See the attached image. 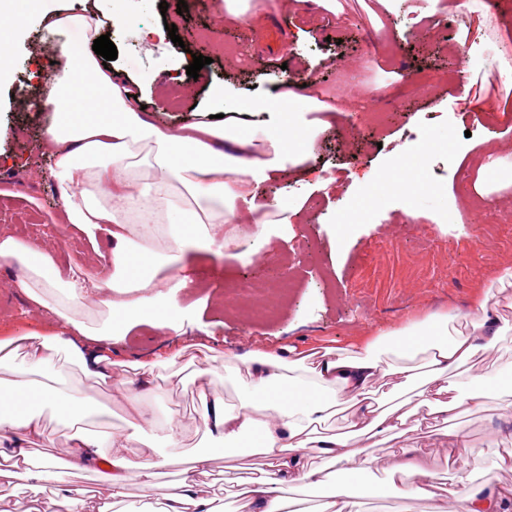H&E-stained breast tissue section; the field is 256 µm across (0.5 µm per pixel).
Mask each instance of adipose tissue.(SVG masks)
<instances>
[{"label":"adipose tissue","mask_w":512,"mask_h":512,"mask_svg":"<svg viewBox=\"0 0 512 512\" xmlns=\"http://www.w3.org/2000/svg\"><path fill=\"white\" fill-rule=\"evenodd\" d=\"M42 0H0V78L11 68L6 48L13 30L39 13L44 42L56 48V70L43 108L51 146L49 175L56 182L68 228L86 238L92 259L61 267L58 253L0 234V265L19 267L10 286L37 309L47 328L0 339V491L19 481L59 479L68 470L95 468L102 487L66 488L25 512H225L222 498L202 482L213 449L231 452L251 441L264 459L258 476L225 471L249 512H354L375 497L379 485L363 480L375 447L395 444L388 482L402 499L428 501L429 512H512V489L473 484L457 471L459 494L446 496L427 478L417 458L421 429L445 437L440 453L461 442L452 422L466 408L493 405L512 420V370L474 376L469 362L496 349L512 326L499 313L512 308V293L498 291V307L478 295L474 315L437 313L423 321L316 353L248 351L228 355L225 374L237 380L236 401H203L197 421L171 417L160 427L147 417L141 395L164 357L120 358L113 344L139 324L184 335L200 327L195 304L181 294L192 282L185 252L223 259L239 241L260 253L278 226L297 221L303 193L268 203L258 188L305 167L314 154L320 125L308 112L317 101L286 91L270 101L237 105L229 119H208L176 129L157 125L135 97L136 80L104 67L91 45L105 22L121 24L118 8L83 0L73 17ZM82 33L69 41L71 28ZM94 300L102 320L82 313ZM65 353L95 381L131 367L115 381L126 402L122 428L90 432L84 417L96 406L87 391L50 385V360ZM113 380V379H112ZM70 428L62 455L35 457L47 437L45 409ZM209 441L187 447L190 431ZM186 465L175 481L159 479L175 458ZM347 475L339 482L337 474ZM144 490L140 505L128 501L131 482Z\"/></svg>","instance_id":"obj_1"}]
</instances>
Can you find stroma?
<instances>
[{"label": "stroma", "mask_w": 512, "mask_h": 512, "mask_svg": "<svg viewBox=\"0 0 512 512\" xmlns=\"http://www.w3.org/2000/svg\"><path fill=\"white\" fill-rule=\"evenodd\" d=\"M121 0L124 25L113 28L116 66L141 82L140 99L157 123L176 128L195 121L226 90L238 102L268 100L297 77L308 76L305 92L332 104L330 123L312 161L327 185L308 195L299 223L272 239L263 255L228 259L220 273L200 262L195 288L185 302L205 297L203 316L214 336L212 360L183 353L184 384L173 385L158 370L145 401L151 416L196 417L199 391L234 403L236 384L224 374V355L285 346H335L353 336L391 330L431 312L465 314L475 292L495 286L512 269V183L487 179L476 160L494 152L512 156V84L496 83L501 43L512 41V24L489 10L486 0H394L390 11L372 16L375 0H339L331 13L295 0H276L240 18L224 12V0ZM188 10L178 13V2ZM173 24L180 43L150 49L143 33ZM383 44L371 54L370 35ZM12 65L0 83V230L21 234L36 225V241L52 242L63 263L83 251L62 245L50 231L62 222L61 202L49 176L51 156L39 113L53 49L42 41L37 18L11 39ZM209 57L198 77L187 76L194 56ZM454 132L456 155L434 147ZM417 163L412 190L390 192L364 176L392 162ZM415 219H408V212ZM453 223H446V216ZM346 229L335 233L334 222ZM0 268V329L45 322L8 286ZM245 281L250 293H240ZM181 337L149 325L134 327L124 353L143 359L175 350ZM62 382L92 391L98 411L88 429L110 412L113 427L125 415L113 387L86 378L55 359ZM459 423L470 447L464 461L475 481L512 487V472L492 466L512 440L497 437L504 422L489 408L475 409Z\"/></svg>", "instance_id": "obj_1"}]
</instances>
